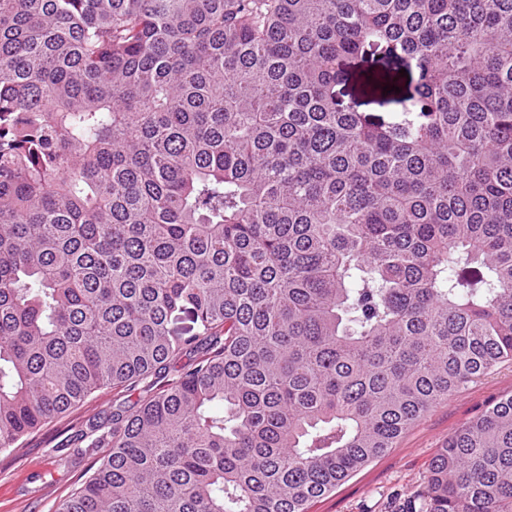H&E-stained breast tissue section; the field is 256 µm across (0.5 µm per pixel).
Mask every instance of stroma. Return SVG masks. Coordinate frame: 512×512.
Returning <instances> with one entry per match:
<instances>
[{
    "instance_id": "1",
    "label": "stroma",
    "mask_w": 512,
    "mask_h": 512,
    "mask_svg": "<svg viewBox=\"0 0 512 512\" xmlns=\"http://www.w3.org/2000/svg\"><path fill=\"white\" fill-rule=\"evenodd\" d=\"M378 55L357 62L343 88L345 102L358 111L381 114L385 108L370 94L366 80L379 73ZM152 393L147 382L135 387H104L53 422L28 434L20 445L0 453V512H55L57 503L75 492L93 474L104 455L91 442L112 415V404L139 400ZM512 394V361L453 393L412 426L394 448L362 467L309 512H419L428 465L448 437L463 423L484 413L492 403ZM71 448L64 460L56 452Z\"/></svg>"
}]
</instances>
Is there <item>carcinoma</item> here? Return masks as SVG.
<instances>
[{"label":"carcinoma","mask_w":512,"mask_h":512,"mask_svg":"<svg viewBox=\"0 0 512 512\" xmlns=\"http://www.w3.org/2000/svg\"><path fill=\"white\" fill-rule=\"evenodd\" d=\"M511 360L512 0H0V451L156 387L56 512H308ZM420 512H512V394ZM381 56V48H379L377 51L370 52L363 61L359 59L352 69V76L342 88L345 103L354 104L359 112L384 114L393 109V106H381L374 102L375 97L369 93V89L366 87L367 77L378 74L382 70V63L378 61Z\"/></svg>","instance_id":"obj_1"}]
</instances>
